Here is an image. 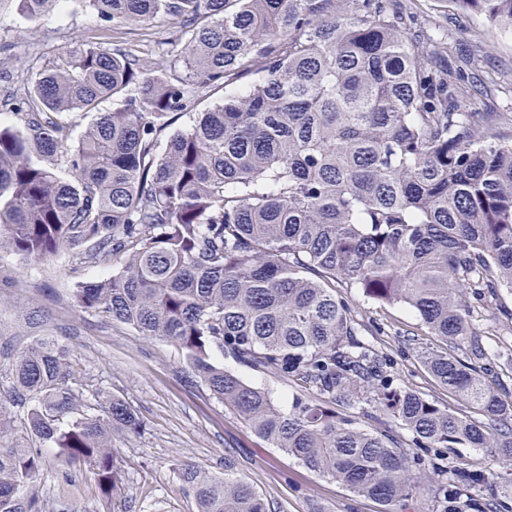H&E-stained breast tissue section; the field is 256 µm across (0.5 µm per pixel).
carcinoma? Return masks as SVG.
Instances as JSON below:
<instances>
[{
    "mask_svg": "<svg viewBox=\"0 0 512 512\" xmlns=\"http://www.w3.org/2000/svg\"><path fill=\"white\" fill-rule=\"evenodd\" d=\"M18 2L38 17L66 0ZM455 2L512 32V0ZM84 4L114 30L167 17L183 47L153 62L76 44L20 80L15 121H0V251L113 264L73 284L81 311L173 344L258 437L381 512L421 496L424 512H512V394L485 379L503 362L512 375V327L488 344L472 330L512 292V140L448 65L452 34L401 0ZM217 88L222 101L171 130ZM338 286L415 314L441 343L419 359L447 400L392 373ZM465 343V357L448 353ZM215 352L305 394L284 409ZM69 358L42 336L12 364L6 394L27 407L29 443L0 447V512H46L45 448L64 482L85 468L103 495L122 489L112 432L141 421L119 398L87 406ZM458 448L499 469L449 462ZM179 476L196 512H269L228 460L221 475Z\"/></svg>",
    "mask_w": 512,
    "mask_h": 512,
    "instance_id": "cac0c4a2",
    "label": "carcinoma"
}]
</instances>
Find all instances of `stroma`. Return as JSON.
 <instances>
[{
  "mask_svg": "<svg viewBox=\"0 0 512 512\" xmlns=\"http://www.w3.org/2000/svg\"><path fill=\"white\" fill-rule=\"evenodd\" d=\"M407 2L441 29L459 33L464 48L486 49L485 67L496 72L498 82L476 91L480 111L512 108V39L464 12L455 0ZM75 42L131 48L158 60L183 44L179 25L165 18L145 30L115 31L81 0L34 20L5 2L0 5V115L9 116L6 100L22 74L62 60ZM111 273L108 267L80 264L69 251L31 264L0 251V388L8 385L14 356L37 337L55 336L72 351L71 375L88 404L118 397L142 423L137 432L112 435L123 473L122 492L113 497H103L85 469L64 483L55 454L44 453L40 492L46 506L66 494L87 512H195L179 464L220 473L229 459L271 512H379L376 502L352 497L336 480L311 473L257 438L246 422L193 382L174 345L79 311L71 299L74 282ZM341 294L355 311L380 324L382 333L373 342L388 354L393 371L429 396L445 399L415 356L416 347L434 341L415 317L396 306L367 302L353 288Z\"/></svg>",
  "mask_w": 512,
  "mask_h": 512,
  "instance_id": "1",
  "label": "stroma"
}]
</instances>
